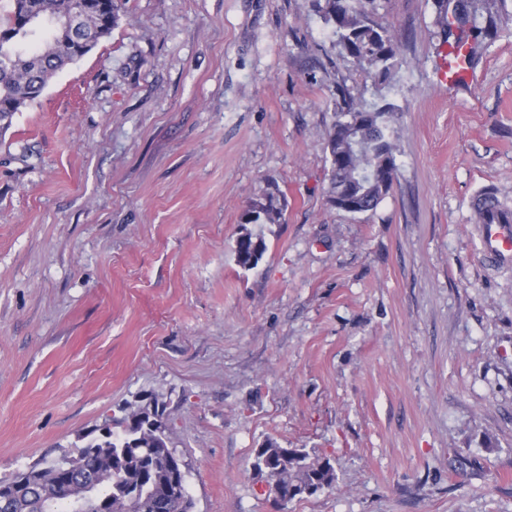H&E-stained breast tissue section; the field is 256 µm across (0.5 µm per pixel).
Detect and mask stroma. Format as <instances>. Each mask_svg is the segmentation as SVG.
<instances>
[{
	"mask_svg": "<svg viewBox=\"0 0 512 512\" xmlns=\"http://www.w3.org/2000/svg\"><path fill=\"white\" fill-rule=\"evenodd\" d=\"M373 18L379 86L317 0H125L0 127V481L152 395L196 512H512V268L481 262L471 206L512 207V21L453 85L432 0ZM340 88L394 108L365 213L325 193ZM270 441L335 483L278 501L252 468ZM247 213H251L255 224H280L283 215L279 198L271 192L254 200L245 212Z\"/></svg>",
	"mask_w": 512,
	"mask_h": 512,
	"instance_id": "1",
	"label": "stroma"
}]
</instances>
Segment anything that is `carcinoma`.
Instances as JSON below:
<instances>
[{"mask_svg":"<svg viewBox=\"0 0 512 512\" xmlns=\"http://www.w3.org/2000/svg\"><path fill=\"white\" fill-rule=\"evenodd\" d=\"M376 0H324L319 6L323 20L333 28L336 47L350 56L367 78H387L396 55L392 31L371 20ZM507 0H433L435 37L444 56L474 66L480 49L497 37ZM42 47L28 52L37 33H23L15 42L0 45V109L22 99L34 101L49 79L74 62L71 49L51 27L43 28ZM393 107L371 109L351 99L343 100L328 137L330 200L354 204L350 213L375 209L388 194L385 181L397 168L395 147L389 135ZM247 212L255 224H278L282 218L280 200L269 192L253 201ZM237 264L251 263L250 244L236 240ZM118 431L96 444L95 458L75 467L67 482L57 483L58 463L44 466L31 491L10 500L0 497V512H73V499L84 495L81 512H100L106 502L109 512H180L171 501L174 483L181 481L178 470L162 466L149 469L147 452L162 448L165 437L145 427L128 429L117 420ZM267 465L278 470L283 483L331 486L334 470L327 461L310 462L296 448L289 451L274 442L262 448Z\"/></svg>","mask_w":512,"mask_h":512,"instance_id":"carcinoma-1","label":"carcinoma"}]
</instances>
